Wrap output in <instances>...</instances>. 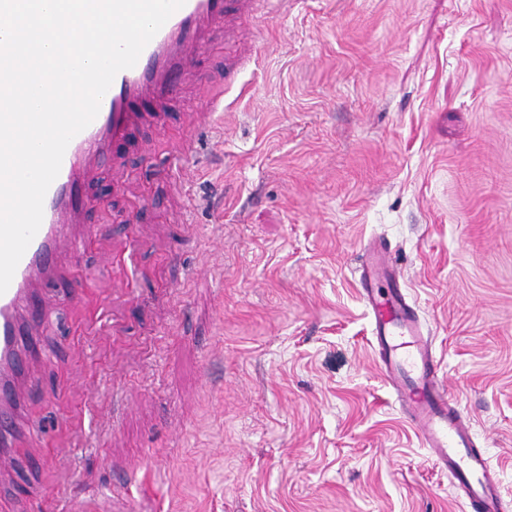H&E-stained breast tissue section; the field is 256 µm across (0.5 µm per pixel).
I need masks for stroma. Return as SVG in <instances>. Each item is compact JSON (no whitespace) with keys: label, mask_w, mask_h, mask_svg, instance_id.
Returning <instances> with one entry per match:
<instances>
[{"label":"stroma","mask_w":512,"mask_h":512,"mask_svg":"<svg viewBox=\"0 0 512 512\" xmlns=\"http://www.w3.org/2000/svg\"><path fill=\"white\" fill-rule=\"evenodd\" d=\"M199 68L87 187L0 512H467L375 366L374 238L512 500V0H259Z\"/></svg>","instance_id":"1"}]
</instances>
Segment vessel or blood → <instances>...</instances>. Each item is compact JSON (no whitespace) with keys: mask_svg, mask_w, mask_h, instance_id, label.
I'll return each mask as SVG.
<instances>
[{"mask_svg":"<svg viewBox=\"0 0 512 512\" xmlns=\"http://www.w3.org/2000/svg\"><path fill=\"white\" fill-rule=\"evenodd\" d=\"M254 0H185L140 54L136 64L118 72L101 100L96 118L69 143L60 172L49 186L38 232L19 261L12 281L0 294V397L21 400L14 381L31 348L30 322L50 314L54 305L37 282L51 279L61 258L78 264L93 234L85 220L84 190L99 167L115 164L114 143L141 122L138 104L167 101L181 92V77L195 74L196 61L212 31L230 13L246 19ZM393 259L373 252L360 278L371 318L377 367L391 386L399 408L437 468L448 475L454 493L469 512H512L500 493L497 472L476 445L473 424L449 395L445 378L418 312L399 285L375 288L388 278Z\"/></svg>","mask_w":512,"mask_h":512,"instance_id":"b4317fda","label":"vessel or blood"}]
</instances>
